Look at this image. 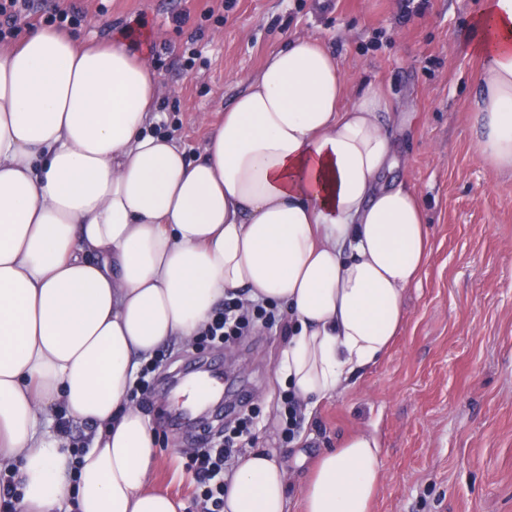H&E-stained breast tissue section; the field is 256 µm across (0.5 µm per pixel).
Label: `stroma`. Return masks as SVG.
<instances>
[{"instance_id":"stroma-1","label":"stroma","mask_w":512,"mask_h":512,"mask_svg":"<svg viewBox=\"0 0 512 512\" xmlns=\"http://www.w3.org/2000/svg\"><path fill=\"white\" fill-rule=\"evenodd\" d=\"M87 12L83 42L136 29L158 48L153 108L165 131L201 155L224 109L269 54L312 37L336 55L350 86L383 87L397 165L388 180L421 200L429 256L406 295L389 352L323 400L293 441L281 434L279 381L286 340L256 329L231 348L172 341L142 406L158 444L153 488L195 512L194 450L170 379L195 365L224 366L260 411L253 448L290 475L286 512L319 456L358 432L382 443L371 512H512V172L476 149L472 109L481 61L468 47L483 0H75Z\"/></svg>"}]
</instances>
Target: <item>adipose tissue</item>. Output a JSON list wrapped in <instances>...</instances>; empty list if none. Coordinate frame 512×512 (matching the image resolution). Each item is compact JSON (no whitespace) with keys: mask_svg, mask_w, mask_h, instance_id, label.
<instances>
[{"mask_svg":"<svg viewBox=\"0 0 512 512\" xmlns=\"http://www.w3.org/2000/svg\"><path fill=\"white\" fill-rule=\"evenodd\" d=\"M480 155L512 171V0L470 43ZM156 78L124 36L78 47L38 29L0 51V462L15 512H181L151 486L157 450L128 398L140 360L191 342L229 293L278 304L283 383L314 409L389 350L425 268L420 200L386 175L392 103L350 88L316 39L272 53L200 159L152 132ZM98 424L74 454L44 417ZM378 439L348 438L301 488L302 512H369ZM287 475L240 455L224 512H285Z\"/></svg>","mask_w":512,"mask_h":512,"instance_id":"ef3b65f1","label":"adipose tissue"}]
</instances>
